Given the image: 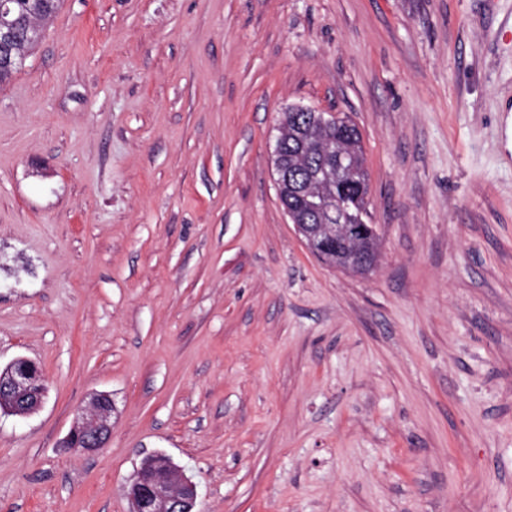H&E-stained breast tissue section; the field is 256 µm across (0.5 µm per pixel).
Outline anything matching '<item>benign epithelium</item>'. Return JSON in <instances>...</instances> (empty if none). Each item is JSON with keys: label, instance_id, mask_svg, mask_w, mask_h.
Returning <instances> with one entry per match:
<instances>
[{"label": "benign epithelium", "instance_id": "obj_1", "mask_svg": "<svg viewBox=\"0 0 512 512\" xmlns=\"http://www.w3.org/2000/svg\"><path fill=\"white\" fill-rule=\"evenodd\" d=\"M10 0H0V44L7 47L16 65L25 62L29 51L11 39L13 21L9 19ZM344 160L328 155L323 167L306 183H294L288 191L297 197L313 200L314 209L323 212L331 208L336 194L331 192L339 177ZM295 231L310 250L316 240L348 230L343 224H296ZM36 362L18 357L0 370V409L10 415L29 417L39 411L47 397L43 379L33 372ZM115 403L106 392L92 395L89 407L78 412L73 425L62 441L68 448L79 441L82 450L92 453L105 447L112 433V414ZM130 512H195L197 486L162 454L147 456L137 469L129 486Z\"/></svg>", "mask_w": 512, "mask_h": 512}]
</instances>
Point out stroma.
Here are the masks:
<instances>
[{"label": "stroma", "instance_id": "1", "mask_svg": "<svg viewBox=\"0 0 512 512\" xmlns=\"http://www.w3.org/2000/svg\"><path fill=\"white\" fill-rule=\"evenodd\" d=\"M512 0H63L0 86V512H512ZM359 129L378 267L278 198V116ZM97 391L105 448L60 447ZM36 362L18 357L0 370V408L7 414L29 417L39 411L47 397L43 379L32 368ZM163 459V467L158 460ZM130 512H195L197 486L162 454L147 456L129 486Z\"/></svg>", "mask_w": 512, "mask_h": 512}]
</instances>
